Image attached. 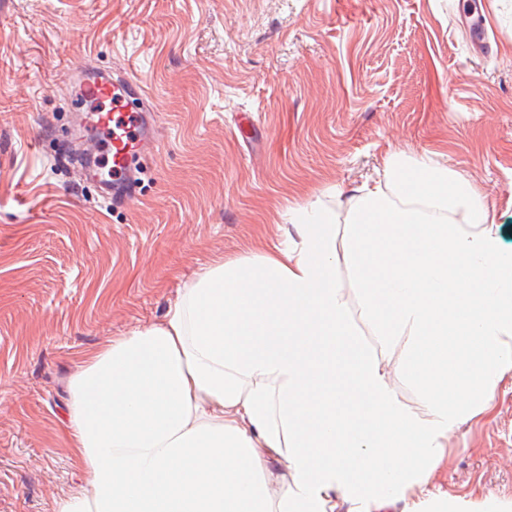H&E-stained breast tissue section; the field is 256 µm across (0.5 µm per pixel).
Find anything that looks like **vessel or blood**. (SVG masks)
Instances as JSON below:
<instances>
[{"instance_id":"b4317fda","label":"vessel or blood","mask_w":512,"mask_h":512,"mask_svg":"<svg viewBox=\"0 0 512 512\" xmlns=\"http://www.w3.org/2000/svg\"><path fill=\"white\" fill-rule=\"evenodd\" d=\"M78 81L80 100L91 108L84 125L90 147L82 173L101 182L113 204L132 203L138 198L137 168L159 141L158 115L147 107L136 80L89 67Z\"/></svg>"}]
</instances>
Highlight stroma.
<instances>
[{
    "mask_svg": "<svg viewBox=\"0 0 512 512\" xmlns=\"http://www.w3.org/2000/svg\"><path fill=\"white\" fill-rule=\"evenodd\" d=\"M84 66L143 82L160 116L128 207L70 161ZM424 152L512 252V0H0V512L81 484L63 420L84 350L159 323L289 205L345 224L337 198ZM448 446L429 493L512 500V372Z\"/></svg>",
    "mask_w": 512,
    "mask_h": 512,
    "instance_id": "35a3bbf8",
    "label": "stroma"
}]
</instances>
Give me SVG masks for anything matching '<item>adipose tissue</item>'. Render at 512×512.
Returning <instances> with one entry per match:
<instances>
[{
    "label": "adipose tissue",
    "mask_w": 512,
    "mask_h": 512,
    "mask_svg": "<svg viewBox=\"0 0 512 512\" xmlns=\"http://www.w3.org/2000/svg\"><path fill=\"white\" fill-rule=\"evenodd\" d=\"M287 215L85 355L66 414L82 483L55 512H462L425 486L512 371L493 215L429 153L389 156L346 225L316 202Z\"/></svg>",
    "instance_id": "ef3b65f1"
}]
</instances>
